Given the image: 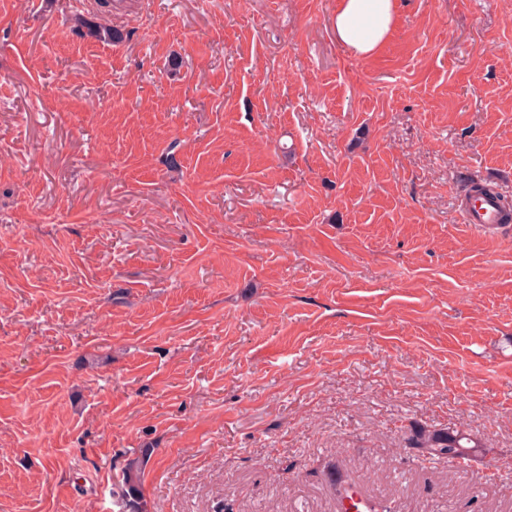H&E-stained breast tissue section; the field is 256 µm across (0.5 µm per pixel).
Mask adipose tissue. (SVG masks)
I'll list each match as a JSON object with an SVG mask.
<instances>
[{"mask_svg": "<svg viewBox=\"0 0 512 512\" xmlns=\"http://www.w3.org/2000/svg\"><path fill=\"white\" fill-rule=\"evenodd\" d=\"M397 9V0H337V41L358 57L374 56L396 26Z\"/></svg>", "mask_w": 512, "mask_h": 512, "instance_id": "1", "label": "adipose tissue"}]
</instances>
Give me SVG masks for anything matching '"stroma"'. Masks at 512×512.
Returning <instances> with one entry per match:
<instances>
[{
  "label": "stroma",
  "mask_w": 512,
  "mask_h": 512,
  "mask_svg": "<svg viewBox=\"0 0 512 512\" xmlns=\"http://www.w3.org/2000/svg\"><path fill=\"white\" fill-rule=\"evenodd\" d=\"M78 2L0 0V512H512V0ZM397 9V0H338L336 40L356 56L371 58L395 29ZM463 223L484 230H494L499 227L503 213L498 196L481 197L464 205L461 212ZM408 440L411 448H423L436 459H464L473 448H482L481 442L459 431L429 428L412 422L408 426ZM140 472V461L137 458L130 460L122 473V501L132 509V512H145V510H142L139 501L141 498Z\"/></svg>",
  "instance_id": "35a3bbf8"
}]
</instances>
